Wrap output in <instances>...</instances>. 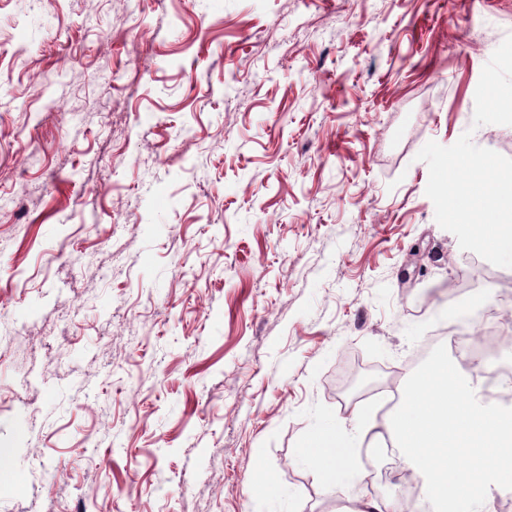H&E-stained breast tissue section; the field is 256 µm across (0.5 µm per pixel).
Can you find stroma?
Wrapping results in <instances>:
<instances>
[{"label":"stroma","instance_id":"1","mask_svg":"<svg viewBox=\"0 0 512 512\" xmlns=\"http://www.w3.org/2000/svg\"><path fill=\"white\" fill-rule=\"evenodd\" d=\"M512 0H0V512L401 500L360 415L479 344L416 158L474 126ZM504 341L465 372L512 371ZM381 390L341 405L354 358ZM333 423L351 469L303 448Z\"/></svg>","mask_w":512,"mask_h":512}]
</instances>
